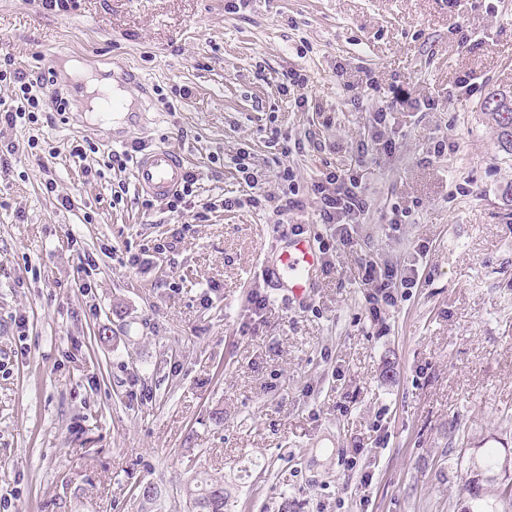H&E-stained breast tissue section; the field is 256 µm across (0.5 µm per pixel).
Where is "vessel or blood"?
Listing matches in <instances>:
<instances>
[{
    "label": "vessel or blood",
    "instance_id": "vessel-or-blood-1",
    "mask_svg": "<svg viewBox=\"0 0 512 512\" xmlns=\"http://www.w3.org/2000/svg\"><path fill=\"white\" fill-rule=\"evenodd\" d=\"M185 160L175 151L158 146L142 153L134 162V180L138 193L164 200L183 184ZM323 258L312 237L288 238L273 256L263 262L262 277L281 291L292 304H304L311 298L322 268Z\"/></svg>",
    "mask_w": 512,
    "mask_h": 512
}]
</instances>
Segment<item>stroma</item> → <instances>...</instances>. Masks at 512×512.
I'll return each instance as SVG.
<instances>
[{
	"label": "stroma",
	"instance_id": "stroma-1",
	"mask_svg": "<svg viewBox=\"0 0 512 512\" xmlns=\"http://www.w3.org/2000/svg\"><path fill=\"white\" fill-rule=\"evenodd\" d=\"M227 5L0 0L16 65L54 70L75 106L0 130L17 148L0 175V496L8 512H146L149 484L157 512H184L192 478L212 475L227 512H467L484 454L512 462V160L479 110L512 87V0ZM71 61L129 91L127 120L92 112ZM291 69L315 109L279 94ZM469 71L483 83L463 97ZM367 77L373 98L344 94ZM387 103L396 149L359 159ZM274 129L315 130L328 149L282 155ZM441 138L453 149L437 157ZM75 141L92 145L86 159ZM135 141L189 157L200 177L187 210L146 207L131 170L104 167ZM241 149L255 186L228 162ZM285 164L302 183L360 166L371 201L301 307L258 274L284 227L250 198L279 195ZM398 200L419 207L393 230L384 214ZM158 240L173 249L153 252ZM363 259L419 273L375 320ZM256 289L269 299L259 317Z\"/></svg>",
	"mask_w": 512,
	"mask_h": 512
}]
</instances>
